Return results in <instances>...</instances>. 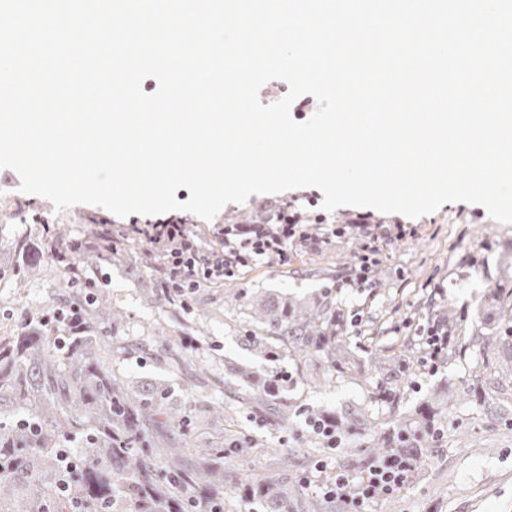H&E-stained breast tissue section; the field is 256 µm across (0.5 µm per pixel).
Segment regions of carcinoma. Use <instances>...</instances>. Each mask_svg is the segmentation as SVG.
I'll return each instance as SVG.
<instances>
[{
  "label": "carcinoma",
  "mask_w": 512,
  "mask_h": 512,
  "mask_svg": "<svg viewBox=\"0 0 512 512\" xmlns=\"http://www.w3.org/2000/svg\"><path fill=\"white\" fill-rule=\"evenodd\" d=\"M497 320L511 325L512 289L494 291ZM250 318L275 329V337L290 341L302 359L319 355L327 361L323 382H334L343 372L340 356L344 347L343 315L323 304L297 306L286 301H247ZM84 332L54 336L37 321L24 316L12 339L0 341V413L19 406L29 412L34 429L0 428V512H70L75 499L93 512H171L176 503L193 504V512H210L222 504L224 458L249 454L251 439H234L229 447L198 442L199 460L186 461V449L169 433L186 424L170 402L168 390L160 385H131L112 368V344L99 335L98 319L105 311L79 308ZM421 345L411 337L403 339L393 354L396 368L419 355ZM475 381L464 382V395H477L490 411L501 409L495 397L503 382L512 383V369L483 360ZM444 403H434L419 413V424L396 420L391 428L377 430V424L358 420L336 423L345 431H360L365 440L340 459V466L362 472L374 459L392 453L411 456L413 473L432 456L430 441L419 448H406L397 433L407 427L424 428L442 416ZM84 439L81 456L69 479L68 497H59L57 475L65 470L62 448L70 439ZM165 461V468L156 461ZM26 486L28 494L13 502L14 487ZM240 492L264 501L268 512H329V501L307 499L298 485L269 476H249Z\"/></svg>",
  "instance_id": "cac0c4a2"
}]
</instances>
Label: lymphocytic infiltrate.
<instances>
[{
  "label": "lymphocytic infiltrate",
  "instance_id": "f902f5d3",
  "mask_svg": "<svg viewBox=\"0 0 512 512\" xmlns=\"http://www.w3.org/2000/svg\"><path fill=\"white\" fill-rule=\"evenodd\" d=\"M345 232L364 237L366 243L359 256V267L348 285L363 287L377 261L380 243L416 238L414 224H374L369 214H356L344 227ZM98 238L105 246L117 247L135 239L148 242L160 257L174 293L200 287L215 278L234 276L239 267L258 258L287 261L290 247L296 243L329 244L331 235L324 228L310 230L301 213L284 205L260 222L227 224L213 230L214 244L203 249L188 225L171 217L148 224L129 225L126 232L113 234L104 228ZM423 352L419 359L404 363L401 371L410 385H418L422 372H436L445 362L450 346L459 336L455 328L427 325L419 330ZM411 469L409 459L389 455L370 463L361 475L339 470L320 485L323 495L346 503L345 512H366L369 504L403 488Z\"/></svg>",
  "mask_w": 512,
  "mask_h": 512
}]
</instances>
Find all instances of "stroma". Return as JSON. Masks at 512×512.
Returning a JSON list of instances; mask_svg holds the SVG:
<instances>
[{
    "mask_svg": "<svg viewBox=\"0 0 512 512\" xmlns=\"http://www.w3.org/2000/svg\"><path fill=\"white\" fill-rule=\"evenodd\" d=\"M19 185L15 171H0V339L17 334L26 311L49 313L62 301L98 296L114 313L105 324L107 334L124 348L113 359L116 370L131 382L167 387L172 403L188 407L187 424L175 431V438L193 440L233 428L235 435L305 457L304 466L286 472L292 484H299L319 461L337 465L335 455L306 433L305 417L338 413L385 423L393 413L411 415L421 402L454 392L462 380L472 378L484 352L494 353L501 363L512 362V339L493 337L494 322L487 314L493 291L512 289V224L493 220L482 206L447 203L418 217L419 237L384 243L361 289L343 285L361 253L360 240L345 234L328 246L292 248L287 261L252 263L233 278L206 282L181 305L172 301L153 250L143 242H127L124 259L79 262L71 273L41 247L49 231L89 240L97 225L141 224L144 216L121 218L85 204L58 212L48 200L20 192ZM288 201L336 227L356 213L350 206L323 210L322 192L307 187L250 196L245 203L226 205L211 222L189 212L182 218L207 244L214 225L247 224L270 205ZM25 248L35 267L19 273L14 265ZM247 295L298 305L327 301L347 315L360 311L359 330L346 335V347L353 352L374 353L408 335L410 327L451 321L469 342L468 356L423 375L420 389L398 393L394 408L376 399L387 373L373 365L313 388L305 378L323 368L321 358L300 363L281 348L252 349L250 337L270 335L271 328L250 322L243 306ZM280 371L293 372L296 379L281 393L282 404L289 407L283 419L244 399L237 384L242 372L270 377ZM443 426L467 431L469 446L459 447L447 437L435 442L434 457L421 476L371 504V512H512V420L471 398L449 409Z\"/></svg>",
    "mask_w": 512,
    "mask_h": 512,
    "instance_id": "stroma-1",
    "label": "stroma"
}]
</instances>
